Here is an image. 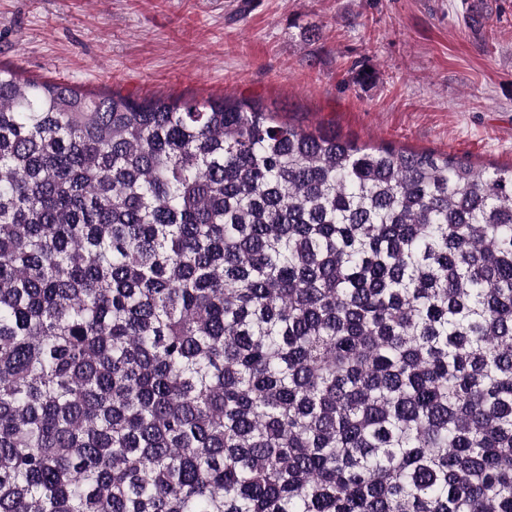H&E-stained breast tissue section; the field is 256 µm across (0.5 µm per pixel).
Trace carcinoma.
<instances>
[{
  "mask_svg": "<svg viewBox=\"0 0 512 512\" xmlns=\"http://www.w3.org/2000/svg\"><path fill=\"white\" fill-rule=\"evenodd\" d=\"M0 512H512V166L0 68Z\"/></svg>",
  "mask_w": 512,
  "mask_h": 512,
  "instance_id": "1",
  "label": "carcinoma"
}]
</instances>
